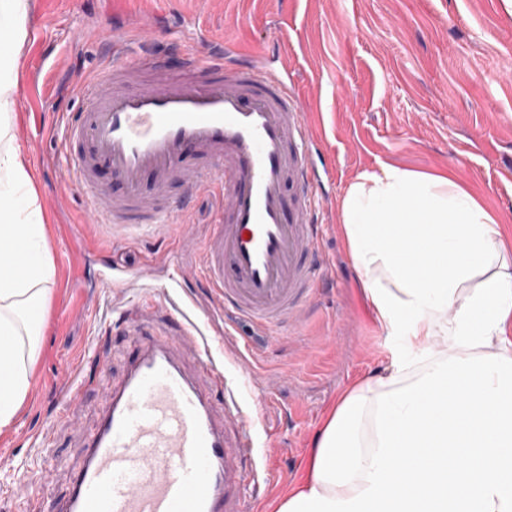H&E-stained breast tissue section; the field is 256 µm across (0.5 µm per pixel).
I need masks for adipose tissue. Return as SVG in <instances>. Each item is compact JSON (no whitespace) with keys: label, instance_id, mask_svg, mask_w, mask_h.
<instances>
[{"label":"adipose tissue","instance_id":"obj_1","mask_svg":"<svg viewBox=\"0 0 512 512\" xmlns=\"http://www.w3.org/2000/svg\"><path fill=\"white\" fill-rule=\"evenodd\" d=\"M26 5L27 0H0V33L12 45L0 50V429L11 425L29 388L41 339L40 313L55 279L41 212L30 192L31 176L13 145L14 47L25 37ZM489 236L498 261L488 272L461 283L450 308L426 309L410 340L413 352L429 348L439 360L496 353L512 358V247L499 225H491ZM430 369L425 361L349 388V395L369 399V412L362 418L367 443H378L375 396L418 381Z\"/></svg>","mask_w":512,"mask_h":512}]
</instances>
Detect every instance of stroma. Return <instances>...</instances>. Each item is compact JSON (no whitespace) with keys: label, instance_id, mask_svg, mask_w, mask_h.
Masks as SVG:
<instances>
[{"label":"stroma","instance_id":"1","mask_svg":"<svg viewBox=\"0 0 512 512\" xmlns=\"http://www.w3.org/2000/svg\"><path fill=\"white\" fill-rule=\"evenodd\" d=\"M157 28L173 45H235L261 68L288 66L319 137L325 168L328 263L310 316L297 330L270 333L226 316L204 281L205 241L216 198L190 205L188 226L127 230L89 223L70 183L57 131L63 115L82 110L78 92L107 48L97 29ZM27 36L16 49L13 95L39 84L28 111L13 115L14 145L32 175L55 285L43 313L41 346L30 387L11 426L0 430V512H43L64 500L71 471L100 412V390L65 401L60 383L84 346L97 341L108 381H119L139 343L121 329L104 332L113 306L155 288L190 313H207L209 331L229 330L228 372L251 368L243 388L247 423L268 446L259 469L272 488L256 512L301 483L327 413L355 383L384 373L395 346L358 286L340 206L366 171L389 164L452 174L512 243V5L507 0H29ZM288 55L280 57L279 42ZM85 251L82 270L67 249ZM149 266L152 278L123 282L126 269ZM50 447H40L42 436ZM46 455L48 478L13 498V466Z\"/></svg>","mask_w":512,"mask_h":512}]
</instances>
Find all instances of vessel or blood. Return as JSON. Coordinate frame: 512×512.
<instances>
[{"label": "vessel or blood", "mask_w": 512, "mask_h": 512, "mask_svg": "<svg viewBox=\"0 0 512 512\" xmlns=\"http://www.w3.org/2000/svg\"><path fill=\"white\" fill-rule=\"evenodd\" d=\"M130 39L81 91L61 143L69 178L95 224H178L198 193L222 205L206 239L204 276L225 308L271 329L297 325L321 278L317 138L295 84L231 46L181 43V73ZM195 164L185 165V153ZM111 183H103L101 170ZM151 174L155 194L139 179ZM181 180L186 192L167 188ZM151 290L115 307L114 325L140 343L121 382L103 384V408L68 497L46 512H254L260 483L244 407L216 363L201 318L175 302L173 336L143 338ZM222 403H215L214 392Z\"/></svg>", "instance_id": "1"}]
</instances>
